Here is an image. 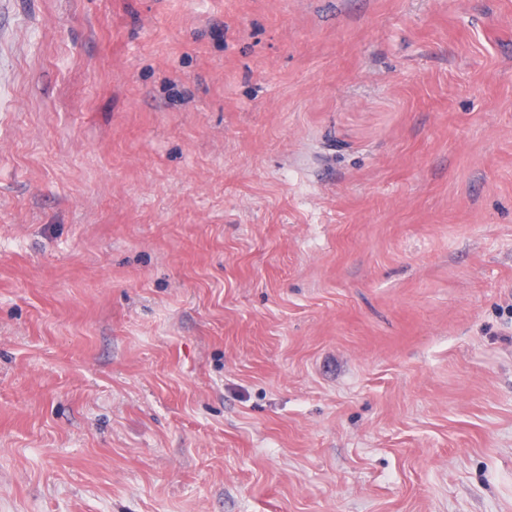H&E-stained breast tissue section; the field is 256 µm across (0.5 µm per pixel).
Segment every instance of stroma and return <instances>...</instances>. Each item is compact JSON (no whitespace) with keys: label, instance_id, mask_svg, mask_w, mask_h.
I'll use <instances>...</instances> for the list:
<instances>
[{"label":"stroma","instance_id":"35a3bbf8","mask_svg":"<svg viewBox=\"0 0 512 512\" xmlns=\"http://www.w3.org/2000/svg\"><path fill=\"white\" fill-rule=\"evenodd\" d=\"M0 512H512V0H0Z\"/></svg>","mask_w":512,"mask_h":512}]
</instances>
